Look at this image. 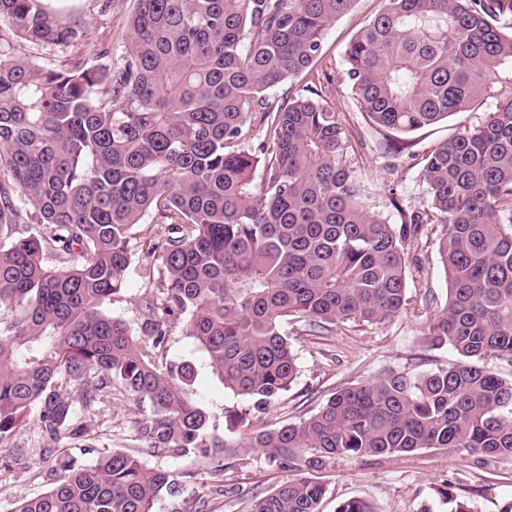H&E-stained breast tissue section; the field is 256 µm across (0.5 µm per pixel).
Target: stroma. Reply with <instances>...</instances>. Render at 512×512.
I'll return each instance as SVG.
<instances>
[{
    "instance_id": "1",
    "label": "stroma",
    "mask_w": 512,
    "mask_h": 512,
    "mask_svg": "<svg viewBox=\"0 0 512 512\" xmlns=\"http://www.w3.org/2000/svg\"><path fill=\"white\" fill-rule=\"evenodd\" d=\"M132 5L133 0H62V8L86 31L77 57L89 64L96 63L103 54L112 61L119 59ZM377 7L378 0H356L348 14L331 23L324 41L329 58L342 62L351 38ZM331 100L355 150L357 172L369 181L374 199L385 202L394 167L405 172L407 186H414L417 172L410 169L408 154L381 157L377 146L383 136L352 104L349 90L337 88ZM151 238L150 224L136 227L126 286L104 306L107 314L125 320L134 329L139 326L144 301L155 296L159 288L158 277L144 274L146 267L159 265L149 249ZM420 325V318L410 311L370 333L339 325L333 335L316 336L304 324L288 325V341L299 365L295 382L266 411L232 430L226 427L225 413L244 408L245 402L225 391L212 376L202 352L187 336L184 320L170 323L169 336L157 360L194 361L199 369L194 401L209 413L219 433L243 443L258 431L299 421L337 389L371 379L384 370L420 372L453 360L449 348L429 350L418 342ZM145 412V405L121 386H113L111 399L84 416V440L65 438L60 445L87 465L95 463L102 452L119 449L135 453L147 467L183 474L177 503L187 510L203 499L208 504L207 512H248L252 495L271 490L287 476L258 450L216 458L194 454L173 458L149 449L137 433V422ZM47 445L31 420L18 427L9 441L0 443V461L12 460L18 448L30 451L26 459L17 463L12 460L11 469L0 470V507L40 494L56 478L55 459L40 453ZM309 475L326 487L322 512H336L342 501L353 497L371 501L378 512H450L442 497L447 490L466 502L471 512H499L505 502L512 500V466L435 449L391 458L329 459L322 467L310 470ZM218 478L224 481L220 494L214 491Z\"/></svg>"
}]
</instances>
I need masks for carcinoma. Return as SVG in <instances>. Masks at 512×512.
I'll return each instance as SVG.
<instances>
[{
    "mask_svg": "<svg viewBox=\"0 0 512 512\" xmlns=\"http://www.w3.org/2000/svg\"><path fill=\"white\" fill-rule=\"evenodd\" d=\"M354 2L135 0L117 62L48 66L15 43L64 52L83 27L48 0H0V441L29 417L53 441L80 439V415L119 385L152 408L138 422L148 447L227 453L235 444L190 396L196 366L153 356L166 320L186 318L212 375L248 403L238 426L298 375L288 321L330 336L413 306L427 313L423 345L453 361L341 388L246 450L284 470L420 449L512 464V372L491 369L512 367V0H379L337 67L324 35ZM335 87L392 133L384 154L455 114L476 121L415 156L421 192L392 188L380 212ZM147 218L163 279L138 338L102 306L123 290ZM431 247L447 282L434 310L430 289L408 288ZM60 468L10 512H153L179 493L171 472L126 451ZM325 493L287 478L250 512H321Z\"/></svg>",
    "mask_w": 512,
    "mask_h": 512,
    "instance_id": "1",
    "label": "carcinoma"
}]
</instances>
